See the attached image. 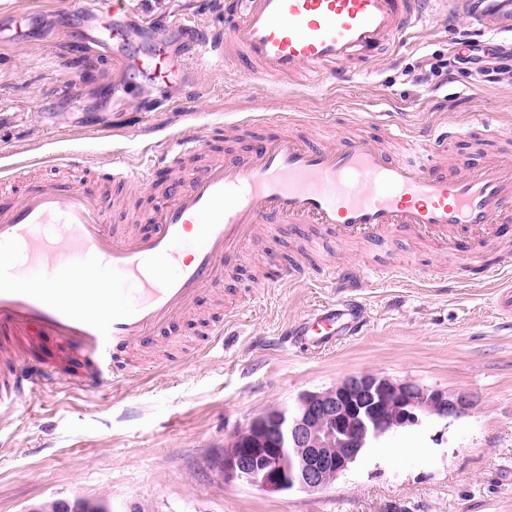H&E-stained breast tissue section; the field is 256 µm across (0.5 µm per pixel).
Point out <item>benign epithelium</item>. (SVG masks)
I'll return each mask as SVG.
<instances>
[{"mask_svg": "<svg viewBox=\"0 0 512 512\" xmlns=\"http://www.w3.org/2000/svg\"><path fill=\"white\" fill-rule=\"evenodd\" d=\"M473 403L465 390L449 392L415 381L351 374L308 391L291 407L270 409L237 430L234 454H224V481L262 492L325 489L348 469L372 438L428 418H459ZM388 405L387 413L381 407Z\"/></svg>", "mask_w": 512, "mask_h": 512, "instance_id": "benign-epithelium-1", "label": "benign epithelium"}]
</instances>
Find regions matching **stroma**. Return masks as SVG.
I'll return each instance as SVG.
<instances>
[{"mask_svg": "<svg viewBox=\"0 0 512 512\" xmlns=\"http://www.w3.org/2000/svg\"><path fill=\"white\" fill-rule=\"evenodd\" d=\"M128 3L150 10L117 16L146 48L173 40L155 21L166 11L208 32L224 14L221 0ZM10 8L28 12L31 33L23 45L0 41V150L15 162L54 154L59 139L93 162L115 151L132 159L136 144L160 148L171 133L249 113L316 115L327 140L355 120L459 125L490 113L512 128V74L490 87L479 65L441 69L457 41L474 36L466 21L449 22L443 0L405 48L367 61L353 83L249 84L193 54L197 82L166 91L132 74L113 79L101 59L81 77L80 36L91 23L64 0H0V18ZM322 254L335 267L360 261L383 270L407 257L413 273L356 289L330 281L271 288L257 245L245 261L255 288L232 280L224 293L242 312L225 323L223 347L112 388L53 386L0 408V512L58 499L102 502L109 512H512V317L498 308L496 290L462 261L412 240L355 241ZM346 301L362 310L355 335L321 350L283 343L312 309ZM351 373L465 389L474 402L459 418L389 431L321 491L268 494L225 483L218 461L235 430Z\"/></svg>", "mask_w": 512, "mask_h": 512, "instance_id": "35a3bbf8", "label": "stroma"}]
</instances>
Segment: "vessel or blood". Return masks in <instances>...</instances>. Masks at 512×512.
I'll list each match as a JSON object with an SVG mask.
<instances>
[{
  "label": "vessel or blood",
  "instance_id": "vessel-or-blood-1",
  "mask_svg": "<svg viewBox=\"0 0 512 512\" xmlns=\"http://www.w3.org/2000/svg\"><path fill=\"white\" fill-rule=\"evenodd\" d=\"M429 2L224 0L220 35L182 22L176 28L189 48L233 63L248 80L343 84L357 65L404 46ZM68 10L105 20L87 40L111 55L116 73L135 69L158 85L192 80L166 44L145 54L121 26L108 25L104 0H69ZM448 11L489 38L512 39V0H448ZM313 124L303 116L246 117L231 126L240 148H221L208 128L144 149L134 166L113 155L92 173L85 151L71 149L19 197L0 196V406L54 381L108 387L148 373L158 337L198 316L205 297L222 299L250 246L281 228L318 227L338 245H383L399 232L433 241L479 266L512 312V281L482 255L512 224V154L448 155L449 142L512 133L482 118L466 127L387 123L328 145L306 136ZM384 137L405 151L385 150ZM112 184L138 185L150 199L124 226L112 222ZM270 259L278 287L329 279L360 288L374 274L327 266L318 255ZM231 316L223 310L204 324L207 348L223 342ZM335 323L328 307L294 333L321 346L335 336Z\"/></svg>",
  "mask_w": 512,
  "mask_h": 512
}]
</instances>
